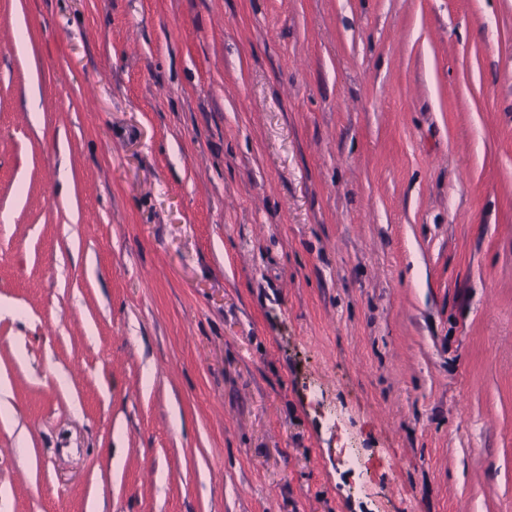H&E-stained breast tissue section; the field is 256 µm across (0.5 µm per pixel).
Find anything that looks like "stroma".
Segmentation results:
<instances>
[{"label": "stroma", "instance_id": "obj_1", "mask_svg": "<svg viewBox=\"0 0 512 512\" xmlns=\"http://www.w3.org/2000/svg\"><path fill=\"white\" fill-rule=\"evenodd\" d=\"M0 512H512V0H0Z\"/></svg>", "mask_w": 512, "mask_h": 512}]
</instances>
